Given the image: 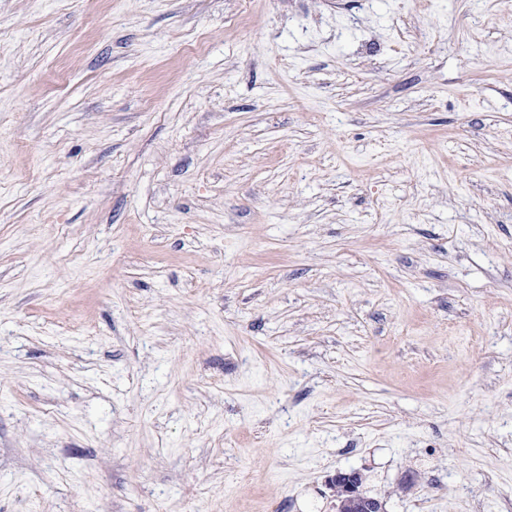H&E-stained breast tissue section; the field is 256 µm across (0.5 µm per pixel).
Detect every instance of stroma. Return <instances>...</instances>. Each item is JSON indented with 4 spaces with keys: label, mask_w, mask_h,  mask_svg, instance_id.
Here are the masks:
<instances>
[{
    "label": "stroma",
    "mask_w": 512,
    "mask_h": 512,
    "mask_svg": "<svg viewBox=\"0 0 512 512\" xmlns=\"http://www.w3.org/2000/svg\"><path fill=\"white\" fill-rule=\"evenodd\" d=\"M512 512V6L0 0V512ZM362 475L357 471L337 472L330 480L336 499L340 502L339 510L343 512H385L384 503L366 492L365 498L360 494Z\"/></svg>",
    "instance_id": "1"
}]
</instances>
